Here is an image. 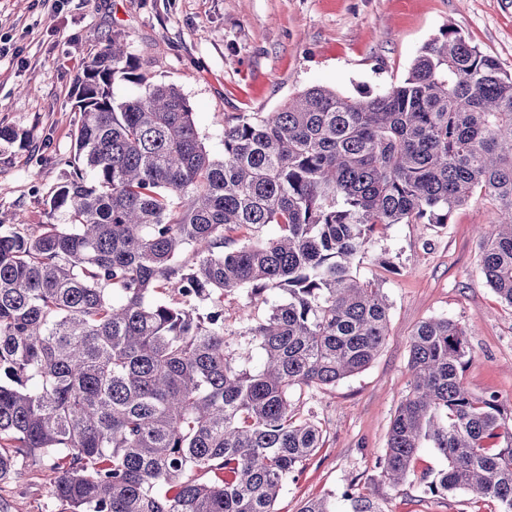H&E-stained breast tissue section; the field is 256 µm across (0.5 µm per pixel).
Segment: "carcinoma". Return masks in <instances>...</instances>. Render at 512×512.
<instances>
[{
    "label": "carcinoma",
    "instance_id": "1",
    "mask_svg": "<svg viewBox=\"0 0 512 512\" xmlns=\"http://www.w3.org/2000/svg\"><path fill=\"white\" fill-rule=\"evenodd\" d=\"M140 69L115 40L85 62L50 198L67 222L0 224V483L47 467L68 512H276L323 441L295 399L387 336L385 294L352 274L378 227L446 224L481 196L498 220L478 228L479 273L512 307V74L450 29L384 91L314 86L237 115L217 158L180 89ZM117 78L144 92L116 97ZM241 289L284 294L244 331L257 369L224 329ZM467 336L445 317L413 331L379 469L399 484L429 442L448 461L430 493L512 512V414L463 384ZM231 348L243 351V362L249 368H258L263 360V353L250 336H231ZM247 349V350H242ZM249 349V350H248Z\"/></svg>",
    "mask_w": 512,
    "mask_h": 512
}]
</instances>
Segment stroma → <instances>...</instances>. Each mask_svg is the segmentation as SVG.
I'll list each match as a JSON object with an SVG mask.
<instances>
[{
  "label": "stroma",
  "instance_id": "35a3bbf8",
  "mask_svg": "<svg viewBox=\"0 0 512 512\" xmlns=\"http://www.w3.org/2000/svg\"><path fill=\"white\" fill-rule=\"evenodd\" d=\"M455 28L512 74V0H0V224H61L49 196L65 179L78 114L74 89L84 62L112 38L124 40L150 82L176 85L194 113L207 150L224 152V125L241 112L279 110L312 86L355 95L399 83L421 49ZM480 199L445 224H390L374 235L353 272L382 288L390 304L385 343L363 372L304 394L301 416H313L323 446L280 494L277 512H300L311 498H330L349 512L346 488L369 495L384 512H496L470 494H432L423 475L447 465L432 445L421 448L400 484L385 481L378 461L390 422L408 391L411 335L431 317L472 331L473 358L462 380L474 394H496L512 412V307L478 270L475 229L494 222ZM265 305L246 291L224 298L231 346L247 367L263 353L241 335L244 318ZM53 472L28 471L0 484V512H65L51 496Z\"/></svg>",
  "mask_w": 512,
  "mask_h": 512
}]
</instances>
